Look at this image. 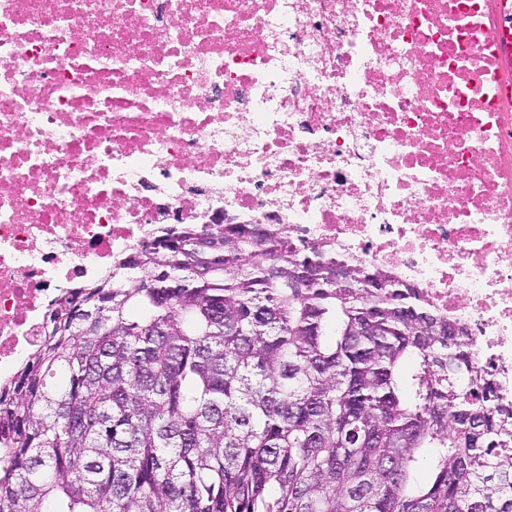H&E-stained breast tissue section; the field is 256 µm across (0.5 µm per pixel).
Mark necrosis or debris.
Here are the masks:
<instances>
[{
    "label": "necrosis or debris",
    "instance_id": "1",
    "mask_svg": "<svg viewBox=\"0 0 512 512\" xmlns=\"http://www.w3.org/2000/svg\"><path fill=\"white\" fill-rule=\"evenodd\" d=\"M497 0H0V381L64 288L177 224L414 285L512 399Z\"/></svg>",
    "mask_w": 512,
    "mask_h": 512
}]
</instances>
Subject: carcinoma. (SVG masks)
<instances>
[{"instance_id":"cac0c4a2","label":"carcinoma","mask_w":512,"mask_h":512,"mask_svg":"<svg viewBox=\"0 0 512 512\" xmlns=\"http://www.w3.org/2000/svg\"><path fill=\"white\" fill-rule=\"evenodd\" d=\"M257 228L167 229L65 294L0 389V512H512L463 328Z\"/></svg>"}]
</instances>
